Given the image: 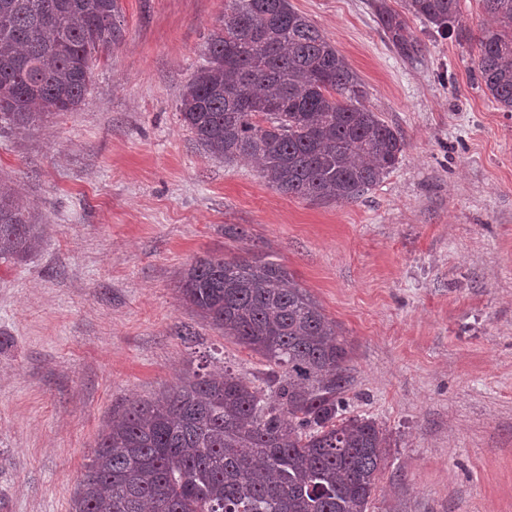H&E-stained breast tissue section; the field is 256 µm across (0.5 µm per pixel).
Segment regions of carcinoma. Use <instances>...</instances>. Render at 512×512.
Returning <instances> with one entry per match:
<instances>
[{"label":"carcinoma","instance_id":"obj_1","mask_svg":"<svg viewBox=\"0 0 512 512\" xmlns=\"http://www.w3.org/2000/svg\"><path fill=\"white\" fill-rule=\"evenodd\" d=\"M477 68L512 112V0H482ZM410 58L421 43L374 4ZM439 33H459V0H406ZM118 0H0V123L18 130L84 101L88 58L118 42ZM336 47L290 0H227L205 64L186 85L183 122L226 162L254 159L277 191L353 202L398 163L401 134L362 104ZM21 200L0 192V259L40 243ZM180 299L253 353L244 377L194 371L113 410L72 512H365L390 440L343 415L351 386L343 332L283 265L259 256L195 258Z\"/></svg>","mask_w":512,"mask_h":512}]
</instances>
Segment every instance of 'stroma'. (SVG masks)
<instances>
[{"label": "stroma", "mask_w": 512, "mask_h": 512, "mask_svg": "<svg viewBox=\"0 0 512 512\" xmlns=\"http://www.w3.org/2000/svg\"><path fill=\"white\" fill-rule=\"evenodd\" d=\"M386 2L417 60L371 0H291L405 141L352 203L282 194L182 122L224 0H120L122 38L82 105L0 127V189L47 227L24 261L0 260V512H72L118 404L209 356L260 370L178 292L195 257L248 252L286 266L343 330L347 413L391 437L366 512H512V112L478 78L480 0H459L462 42ZM374 7L386 30L390 33L393 43L410 58L418 57L422 52L421 43L407 30L404 20L384 3H375Z\"/></svg>", "instance_id": "1"}]
</instances>
